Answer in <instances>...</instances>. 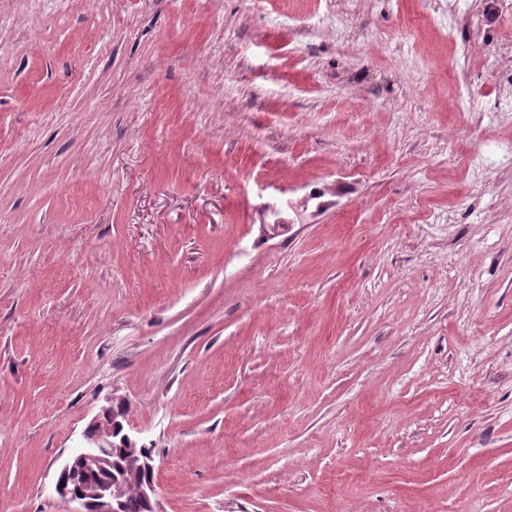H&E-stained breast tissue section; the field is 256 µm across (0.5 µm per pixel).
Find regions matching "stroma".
<instances>
[{"label": "stroma", "mask_w": 512, "mask_h": 512, "mask_svg": "<svg viewBox=\"0 0 512 512\" xmlns=\"http://www.w3.org/2000/svg\"><path fill=\"white\" fill-rule=\"evenodd\" d=\"M508 55L512 0H0V512L115 397L159 512H512Z\"/></svg>", "instance_id": "1"}]
</instances>
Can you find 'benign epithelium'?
<instances>
[{
	"label": "benign epithelium",
	"mask_w": 512,
	"mask_h": 512,
	"mask_svg": "<svg viewBox=\"0 0 512 512\" xmlns=\"http://www.w3.org/2000/svg\"><path fill=\"white\" fill-rule=\"evenodd\" d=\"M120 428L124 425L114 419L112 408L104 409L84 433L86 445L75 450L59 470L55 491L79 504L76 512H123L118 486L131 473L154 472L152 452L130 433L123 431L118 439H112ZM114 448L120 449L126 460L117 472L112 471Z\"/></svg>",
	"instance_id": "benign-epithelium-1"
}]
</instances>
